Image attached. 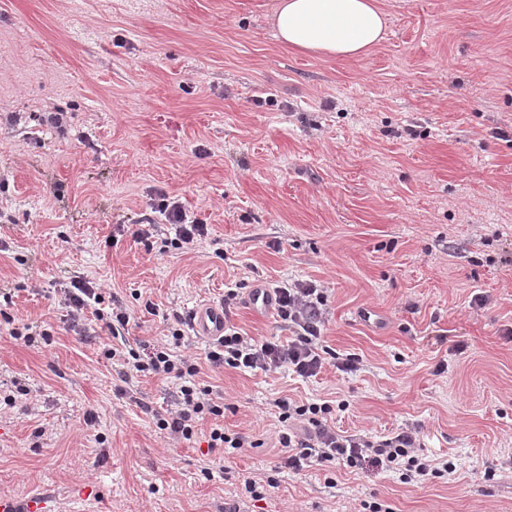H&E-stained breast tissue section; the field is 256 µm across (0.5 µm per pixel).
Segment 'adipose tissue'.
<instances>
[{"label": "adipose tissue", "mask_w": 512, "mask_h": 512, "mask_svg": "<svg viewBox=\"0 0 512 512\" xmlns=\"http://www.w3.org/2000/svg\"><path fill=\"white\" fill-rule=\"evenodd\" d=\"M268 20L278 41L292 50L355 58L381 43L387 14L379 0H276Z\"/></svg>", "instance_id": "obj_1"}]
</instances>
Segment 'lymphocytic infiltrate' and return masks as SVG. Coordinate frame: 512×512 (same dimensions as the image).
<instances>
[{"instance_id":"f902f5d3","label":"lymphocytic infiltrate","mask_w":512,"mask_h":512,"mask_svg":"<svg viewBox=\"0 0 512 512\" xmlns=\"http://www.w3.org/2000/svg\"><path fill=\"white\" fill-rule=\"evenodd\" d=\"M157 209L168 223L173 235L165 239V247L177 250L191 248L205 236L207 227L198 220L188 218L179 202L161 199ZM64 301L72 319H79L85 310H93L97 320L114 339L128 332L131 315L121 300H113L110 312H103L102 292L89 285L83 277H70L62 290ZM274 308L278 318L288 329L287 341H258L237 332L232 324H225L224 334L210 342L206 358L215 368L274 372L288 369L296 375L317 376L326 364L328 349L323 344L327 295L324 288L307 281L274 287ZM169 340L146 351L106 349V358L118 361L132 372L173 377L179 382L178 395L173 408L156 417V427L167 438L175 441L192 440L199 426L209 418L224 414V404L213 398L209 387L197 380L199 369L190 358L177 357L173 350L184 341V329L189 320L181 313H173ZM275 417L281 430L278 442L286 448L283 465L289 471L303 470L317 462L328 467L356 468L363 462L398 473L402 482H421L428 477H441L453 472L450 461L433 465L426 460L418 433L405 429L375 441L365 434L338 433L331 420L336 411L347 408L346 401L307 402L296 404L285 399L274 400Z\"/></svg>"}]
</instances>
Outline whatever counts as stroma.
Listing matches in <instances>:
<instances>
[{
	"instance_id": "35a3bbf8",
	"label": "stroma",
	"mask_w": 512,
	"mask_h": 512,
	"mask_svg": "<svg viewBox=\"0 0 512 512\" xmlns=\"http://www.w3.org/2000/svg\"><path fill=\"white\" fill-rule=\"evenodd\" d=\"M273 2L0 0V393L15 397L0 496L51 512H512V0H381L386 36L355 59L282 47ZM166 196L206 224L193 249H163ZM148 222L149 241L125 230ZM75 274L124 302L134 347L228 288L240 333L287 340L247 294L320 284L324 343L358 370L216 369L187 333L179 352L225 429L263 445L225 456L207 422L169 441L154 415L178 380H121L93 312L69 315ZM23 325L48 339L10 336ZM279 397L346 400L350 434L416 429L455 470L288 472Z\"/></svg>"
}]
</instances>
